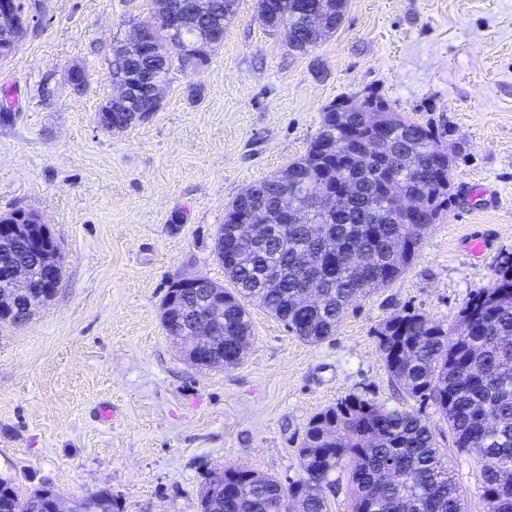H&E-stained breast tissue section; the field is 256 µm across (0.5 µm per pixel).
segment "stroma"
<instances>
[{
    "mask_svg": "<svg viewBox=\"0 0 512 512\" xmlns=\"http://www.w3.org/2000/svg\"><path fill=\"white\" fill-rule=\"evenodd\" d=\"M42 2L0 61L16 112L0 121V215H41L62 277L27 325L0 324V476L25 494L50 484L72 512L103 492L115 512H200L210 469L298 479L309 419L361 394L428 421L468 512H484L475 457L432 403L391 381L375 330L403 308L455 327L512 253V0H345L341 25L303 55L239 0L208 61L174 72L160 110L122 133L96 113L112 45L150 20V0ZM75 66L88 75L79 95ZM365 89L439 129L453 157L447 210L410 267L328 340L302 342L254 306L242 361L195 367L162 325L170 279L224 283L213 244L225 205L303 155L326 105Z\"/></svg>",
    "mask_w": 512,
    "mask_h": 512,
    "instance_id": "1",
    "label": "stroma"
}]
</instances>
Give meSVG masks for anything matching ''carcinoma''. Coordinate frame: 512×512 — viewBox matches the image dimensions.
<instances>
[{
    "label": "carcinoma",
    "mask_w": 512,
    "mask_h": 512,
    "mask_svg": "<svg viewBox=\"0 0 512 512\" xmlns=\"http://www.w3.org/2000/svg\"><path fill=\"white\" fill-rule=\"evenodd\" d=\"M191 28L223 31L236 15L238 0H207ZM322 8L327 30H314L302 6ZM262 25L288 38L305 53L336 30L343 10L336 0H257ZM151 58L109 59L108 73L128 75L153 68ZM197 62L182 53L166 59L163 77ZM370 104L394 114L377 151L361 152L369 138L365 113L335 117L348 101L323 109L318 132L305 153L288 165L300 178L288 185L274 173L242 190L224 215H245L254 236L237 241L224 223V362H240L250 344L249 307L257 306L308 343L333 336L349 308L388 287L409 267L428 231L442 217L450 189V157L436 166L419 159L448 153L429 124L393 110L383 96L364 93ZM336 191V209L314 213L295 224L279 207L284 192L310 198L318 188ZM420 196L421 215L391 205L392 194ZM370 261L358 265L354 257ZM512 254L501 257L491 284L466 303L453 329L403 309L376 330L386 370L404 395L430 401L450 429L455 448L475 456L483 476L486 512H512ZM301 476L287 484L237 466L216 467L200 495V512H329L326 489L347 474L353 512H467L429 424L414 412L387 409L366 396L349 395L306 424L297 449ZM59 494L44 485L19 495L14 480L0 476V512H53Z\"/></svg>",
    "instance_id": "obj_1"
}]
</instances>
